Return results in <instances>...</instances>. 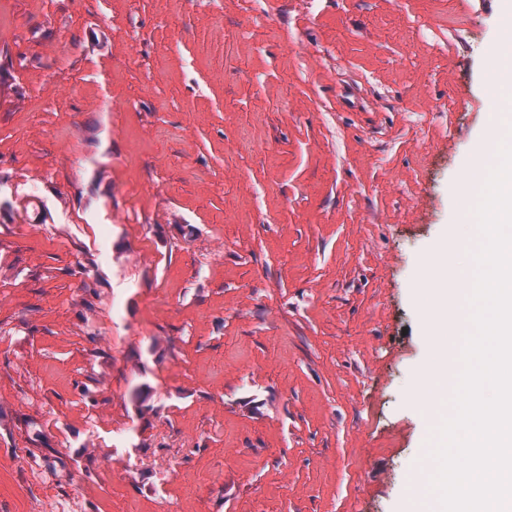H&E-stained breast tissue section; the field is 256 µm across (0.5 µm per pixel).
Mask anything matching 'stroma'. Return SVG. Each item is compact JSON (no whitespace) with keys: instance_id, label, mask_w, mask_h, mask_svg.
Instances as JSON below:
<instances>
[{"instance_id":"1","label":"stroma","mask_w":512,"mask_h":512,"mask_svg":"<svg viewBox=\"0 0 512 512\" xmlns=\"http://www.w3.org/2000/svg\"><path fill=\"white\" fill-rule=\"evenodd\" d=\"M500 8L0 0V512L434 508ZM418 287L430 297L429 336H447L453 326L448 319V245L432 252Z\"/></svg>"}]
</instances>
